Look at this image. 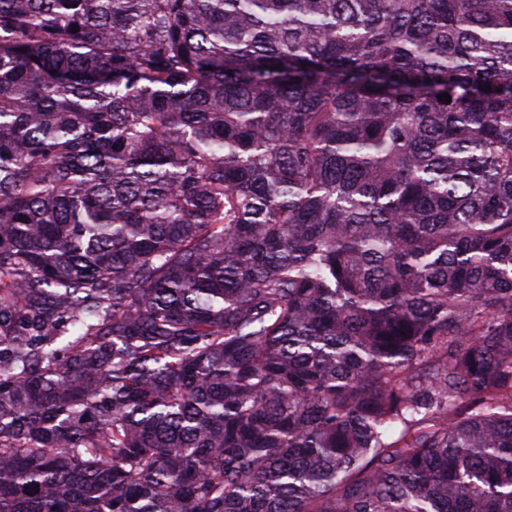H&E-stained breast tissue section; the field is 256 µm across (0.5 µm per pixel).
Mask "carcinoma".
Returning a JSON list of instances; mask_svg holds the SVG:
<instances>
[{"mask_svg": "<svg viewBox=\"0 0 512 512\" xmlns=\"http://www.w3.org/2000/svg\"><path fill=\"white\" fill-rule=\"evenodd\" d=\"M0 512H512V0H0Z\"/></svg>", "mask_w": 512, "mask_h": 512, "instance_id": "cac0c4a2", "label": "carcinoma"}]
</instances>
